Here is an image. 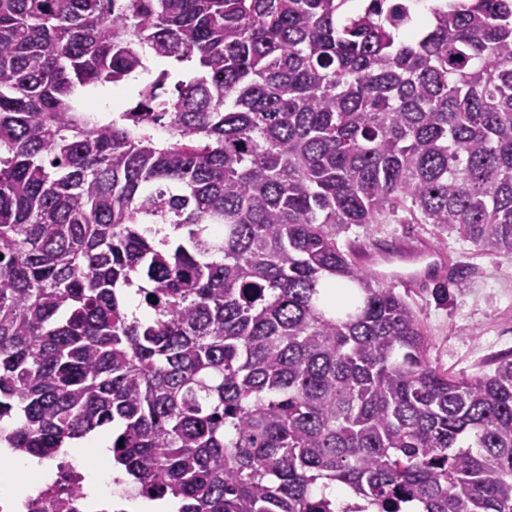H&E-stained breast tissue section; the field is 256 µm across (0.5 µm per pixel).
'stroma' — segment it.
Masks as SVG:
<instances>
[{
    "instance_id": "1",
    "label": "stroma",
    "mask_w": 512,
    "mask_h": 512,
    "mask_svg": "<svg viewBox=\"0 0 512 512\" xmlns=\"http://www.w3.org/2000/svg\"><path fill=\"white\" fill-rule=\"evenodd\" d=\"M354 250L426 244L435 264L421 283L398 285L419 315L429 338L428 359L451 375L490 370L512 354V261L483 253L458 232H439L428 224H371L341 235ZM448 285L449 305L435 302L436 283Z\"/></svg>"
}]
</instances>
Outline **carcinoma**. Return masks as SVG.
<instances>
[{"mask_svg": "<svg viewBox=\"0 0 512 512\" xmlns=\"http://www.w3.org/2000/svg\"><path fill=\"white\" fill-rule=\"evenodd\" d=\"M353 2L0 0L5 447L118 423L178 512H512V358L433 368L338 242L400 214L512 260V0Z\"/></svg>", "mask_w": 512, "mask_h": 512, "instance_id": "cac0c4a2", "label": "carcinoma"}]
</instances>
